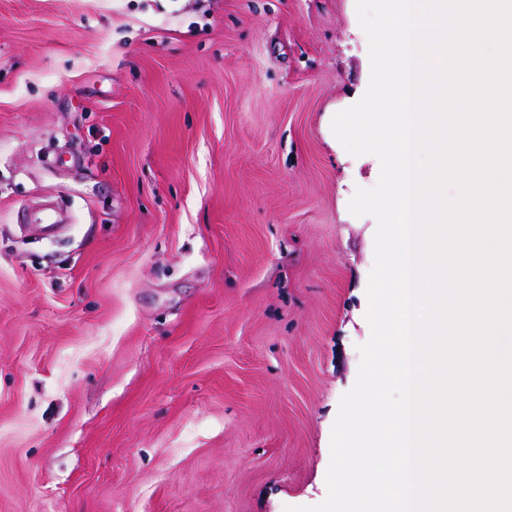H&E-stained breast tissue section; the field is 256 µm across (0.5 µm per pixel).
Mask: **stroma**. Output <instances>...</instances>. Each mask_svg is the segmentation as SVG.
<instances>
[{
  "instance_id": "1",
  "label": "stroma",
  "mask_w": 512,
  "mask_h": 512,
  "mask_svg": "<svg viewBox=\"0 0 512 512\" xmlns=\"http://www.w3.org/2000/svg\"><path fill=\"white\" fill-rule=\"evenodd\" d=\"M369 77L355 0H0V512L326 499L380 175L331 121Z\"/></svg>"
}]
</instances>
